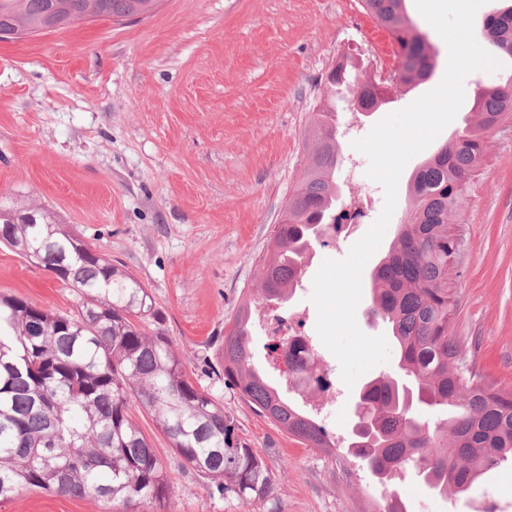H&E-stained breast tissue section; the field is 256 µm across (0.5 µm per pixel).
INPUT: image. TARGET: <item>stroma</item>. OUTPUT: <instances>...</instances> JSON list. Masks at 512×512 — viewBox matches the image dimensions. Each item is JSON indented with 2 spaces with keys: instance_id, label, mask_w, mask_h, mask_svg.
I'll return each instance as SVG.
<instances>
[{
  "instance_id": "obj_1",
  "label": "stroma",
  "mask_w": 512,
  "mask_h": 512,
  "mask_svg": "<svg viewBox=\"0 0 512 512\" xmlns=\"http://www.w3.org/2000/svg\"><path fill=\"white\" fill-rule=\"evenodd\" d=\"M407 12L435 55L432 78L358 116L361 134L434 89L448 48L409 0ZM395 64L388 34L358 0H160L150 16L106 18L15 42L0 41V194L41 201L93 249L120 261L150 289L162 330L202 387L224 403L237 434L275 474L277 512H366L384 488L360 460L340 464L257 416L236 390L206 372L208 338L224 333L257 285L256 261L300 180L303 134L327 71L343 52ZM512 84V66L476 71L465 99L436 137L443 144L474 118L479 86ZM453 223L463 228L455 333L498 388L512 390V123L487 140L486 159ZM341 248L313 247L293 306L316 336L313 279ZM0 293L59 313L73 292L0 244ZM336 393L334 435L353 425L356 389L337 358L318 349ZM131 413L170 461L169 512H268L173 464L166 437L139 407ZM407 512H473L494 500L512 512V465L463 495L443 497L402 482ZM0 512H104L88 498L20 491Z\"/></svg>"
}]
</instances>
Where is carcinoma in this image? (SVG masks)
<instances>
[{
    "label": "carcinoma",
    "instance_id": "obj_1",
    "mask_svg": "<svg viewBox=\"0 0 512 512\" xmlns=\"http://www.w3.org/2000/svg\"><path fill=\"white\" fill-rule=\"evenodd\" d=\"M391 36L397 87L429 80L432 47L409 17L405 0H360ZM157 0H0V34L10 39L67 29L84 20L136 19ZM483 48L512 59V6L484 21ZM351 59L327 72L325 88L348 83ZM390 88L369 77L354 85L358 111L387 103ZM478 120L444 143L412 173L408 211L386 255L370 274L372 316L396 346V372L366 381L349 444L380 482L413 470L431 491L466 492L512 458V392L489 385L463 356L452 332L455 281L463 243L450 222L485 161L488 136L512 120V93L502 86L477 93ZM308 161L266 244L257 296H246L224 335L213 373L242 399L307 448L330 454L336 444L318 418L285 399L252 366L253 309L287 303L303 259L329 218L340 187L336 121L318 107L308 131ZM0 243L52 271L78 298L73 315L0 295V501L22 489L94 498L110 512L137 506L166 512L165 463L129 411L134 400L170 442L181 468L215 491L244 502H268L274 474L236 434L224 404L192 381L182 358L158 328L160 312L148 288L123 265L94 250L37 201L0 195ZM157 328L148 331L141 323ZM288 374L301 379L314 347L289 345Z\"/></svg>",
    "mask_w": 512,
    "mask_h": 512
}]
</instances>
